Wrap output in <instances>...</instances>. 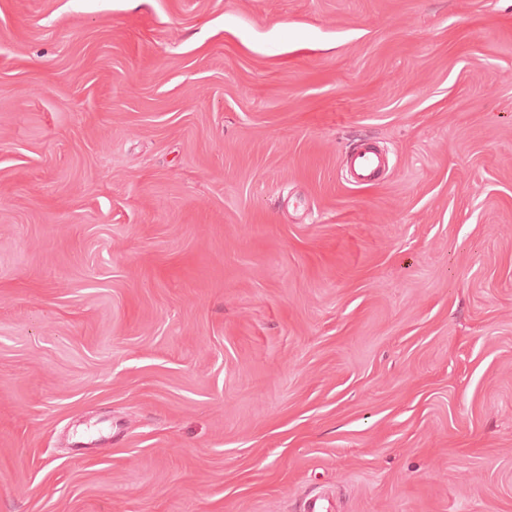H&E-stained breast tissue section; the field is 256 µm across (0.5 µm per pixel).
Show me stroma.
Instances as JSON below:
<instances>
[{
  "mask_svg": "<svg viewBox=\"0 0 512 512\" xmlns=\"http://www.w3.org/2000/svg\"><path fill=\"white\" fill-rule=\"evenodd\" d=\"M320 492L512 512V0H0V512ZM387 159L374 142L369 139L356 144L346 156L350 179L359 187H370L379 183V174Z\"/></svg>",
  "mask_w": 512,
  "mask_h": 512,
  "instance_id": "35a3bbf8",
  "label": "stroma"
}]
</instances>
